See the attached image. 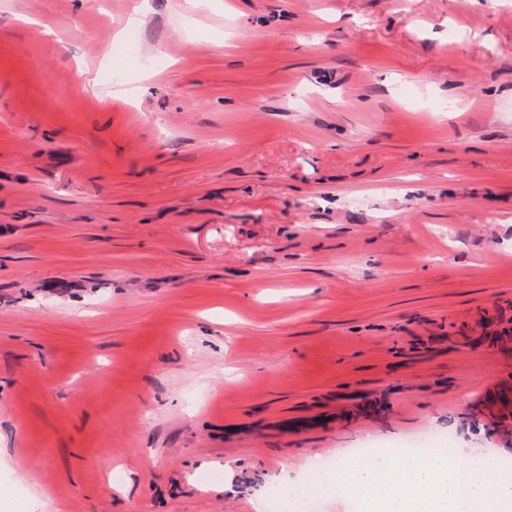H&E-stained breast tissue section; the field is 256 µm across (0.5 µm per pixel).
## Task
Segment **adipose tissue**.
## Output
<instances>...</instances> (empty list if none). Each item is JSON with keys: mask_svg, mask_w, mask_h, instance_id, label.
<instances>
[{"mask_svg": "<svg viewBox=\"0 0 512 512\" xmlns=\"http://www.w3.org/2000/svg\"><path fill=\"white\" fill-rule=\"evenodd\" d=\"M491 469L453 455L419 461L390 453L339 470L335 478L360 500L363 512H505L512 505V480L487 481Z\"/></svg>", "mask_w": 512, "mask_h": 512, "instance_id": "adipose-tissue-1", "label": "adipose tissue"}]
</instances>
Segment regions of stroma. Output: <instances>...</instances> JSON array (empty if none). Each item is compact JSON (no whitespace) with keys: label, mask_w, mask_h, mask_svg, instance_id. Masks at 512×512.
Masks as SVG:
<instances>
[{"label":"stroma","mask_w":512,"mask_h":512,"mask_svg":"<svg viewBox=\"0 0 512 512\" xmlns=\"http://www.w3.org/2000/svg\"><path fill=\"white\" fill-rule=\"evenodd\" d=\"M500 395L512 0H0V512L512 461Z\"/></svg>","instance_id":"1"}]
</instances>
